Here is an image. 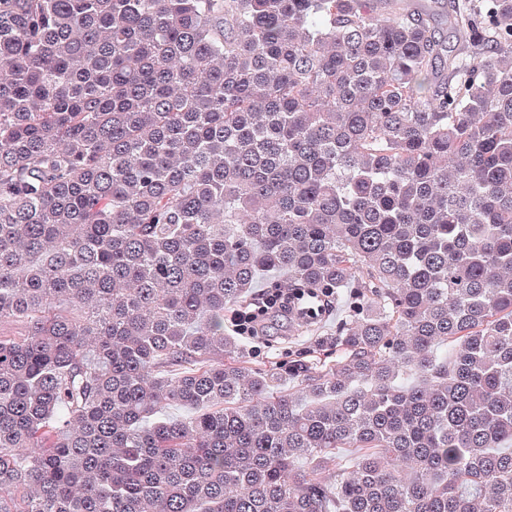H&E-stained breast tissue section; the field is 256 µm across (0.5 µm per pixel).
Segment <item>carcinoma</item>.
<instances>
[{"label":"carcinoma","instance_id":"1","mask_svg":"<svg viewBox=\"0 0 512 512\" xmlns=\"http://www.w3.org/2000/svg\"><path fill=\"white\" fill-rule=\"evenodd\" d=\"M408 3L0 0V512H512V0ZM288 282V273L286 271H263L258 274L251 290L250 301L255 297L258 298L263 292L272 291L274 284H281L282 287ZM249 301V302H250ZM248 302V303H249ZM247 303V304H248ZM264 306L257 312L242 311L236 307L224 314V331L227 335L236 336L246 346V356L252 363L264 362L268 366H276L288 361V355L296 350H308L319 345L326 337L335 334L336 321L341 318L340 310L336 309L333 300L332 308L319 317L311 325H289L288 320L271 317L268 320L264 336L249 337L245 333L255 334L260 327L258 316L267 313L268 309L288 310V291L271 292L264 300ZM238 310V311H237ZM234 331L231 315L235 312ZM243 335V336H240Z\"/></svg>","mask_w":512,"mask_h":512}]
</instances>
